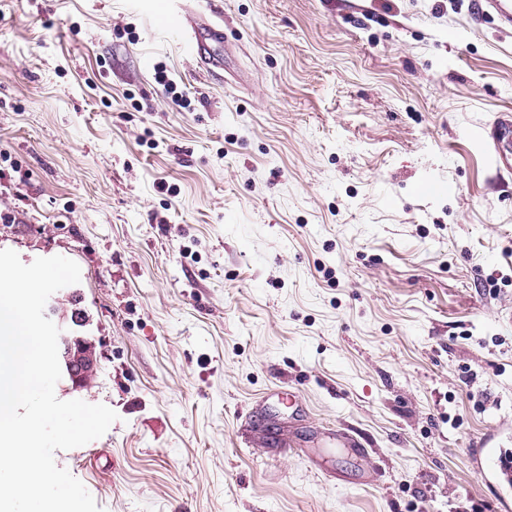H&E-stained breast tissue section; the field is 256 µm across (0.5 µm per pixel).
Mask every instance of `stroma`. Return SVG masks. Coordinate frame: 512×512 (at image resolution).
Segmentation results:
<instances>
[{"instance_id":"stroma-1","label":"stroma","mask_w":512,"mask_h":512,"mask_svg":"<svg viewBox=\"0 0 512 512\" xmlns=\"http://www.w3.org/2000/svg\"><path fill=\"white\" fill-rule=\"evenodd\" d=\"M212 2L201 68L173 0H0V249L78 264L45 316L79 302L100 362L55 394L118 415L57 466L103 512H512L474 457L512 456V30ZM201 2L191 4L187 0L168 11L161 23L160 32L165 37L174 38L184 53L191 59L200 55L205 38L218 40L224 38V32L207 20L199 6ZM485 138L492 150L495 166L499 171L512 172V116L505 113L501 115L486 131Z\"/></svg>"}]
</instances>
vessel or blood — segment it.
<instances>
[{
  "label": "vessel or blood",
  "mask_w": 512,
  "mask_h": 512,
  "mask_svg": "<svg viewBox=\"0 0 512 512\" xmlns=\"http://www.w3.org/2000/svg\"><path fill=\"white\" fill-rule=\"evenodd\" d=\"M163 36L174 38L189 58H197L204 39L223 38L221 28L207 20L204 12L191 0H181L180 4L168 11L161 23ZM485 138L492 150L498 170L512 172V115H501L487 130Z\"/></svg>",
  "instance_id": "b4317fda"
}]
</instances>
